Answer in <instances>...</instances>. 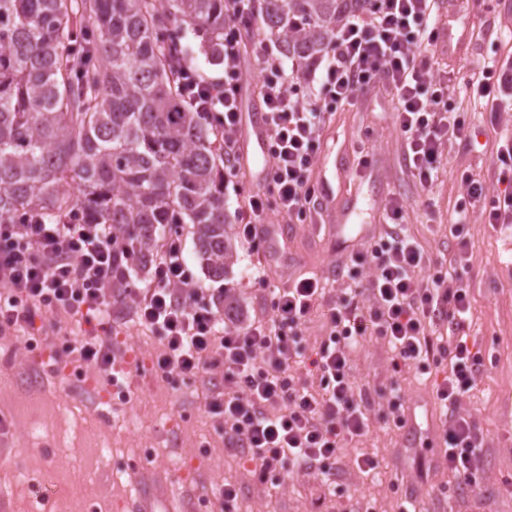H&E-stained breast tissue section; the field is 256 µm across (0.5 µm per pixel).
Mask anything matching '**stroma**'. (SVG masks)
I'll return each mask as SVG.
<instances>
[{
    "instance_id": "stroma-1",
    "label": "stroma",
    "mask_w": 512,
    "mask_h": 512,
    "mask_svg": "<svg viewBox=\"0 0 512 512\" xmlns=\"http://www.w3.org/2000/svg\"><path fill=\"white\" fill-rule=\"evenodd\" d=\"M476 20L484 29L512 28V0H457L446 25ZM512 126V114L499 124L476 122L472 142L453 144L439 180L431 191L419 189L410 175L393 126L392 106L372 91L348 111L338 113L326 130L316 165L317 176L335 187L336 211L316 224H293L277 214L266 222L281 230L276 247L252 252L238 242L237 255L224 280L208 277L197 256L191 232H184V257L198 286L225 290L238 304L242 319H253L263 295L256 277L266 271L270 287H286L290 278L305 272L332 280L336 263L347 252L360 250L367 238L382 231V207L387 191L407 198L409 232L425 250L445 253L453 240L448 226L454 208L465 196L462 169L493 178L500 126ZM251 127L242 124L239 138L248 141L239 171L224 185V212L237 224L245 196L258 190L264 163L262 150L250 143ZM367 154L366 174L345 168L348 159ZM471 282L474 323L469 339L482 349L485 366L465 408L479 417L488 437L481 498L495 501L498 512H512V229L491 230L480 213L470 217ZM58 319L47 339L26 348L11 334L0 335V512H122L135 488L134 469L146 466L173 475L174 492L191 494L196 512H220V484L239 487L238 512H355L358 502H370L375 512H395L400 496L413 494L424 512H460V493L439 492L444 473L429 480L417 476L418 465L439 459V411L432 399L434 379L416 371L394 373L391 354L377 343L366 344L353 357L357 384L371 393L399 384L407 401L413 430L385 425L380 410H372L369 436L346 448L344 471L335 476L336 493L324 497L319 482L297 475L276 485L256 483L242 457L228 454L218 418L206 412L203 384L166 381L152 371L161 348L158 337L128 323L114 324L113 341L123 358L117 372L126 373L132 394L113 399L112 389L93 372L77 376L72 368L57 370L55 336L66 327ZM377 455L379 473H357L353 460Z\"/></svg>"
}]
</instances>
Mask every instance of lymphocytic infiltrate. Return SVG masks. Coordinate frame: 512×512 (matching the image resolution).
Wrapping results in <instances>:
<instances>
[{
	"instance_id": "obj_1",
	"label": "lymphocytic infiltrate",
	"mask_w": 512,
	"mask_h": 512,
	"mask_svg": "<svg viewBox=\"0 0 512 512\" xmlns=\"http://www.w3.org/2000/svg\"><path fill=\"white\" fill-rule=\"evenodd\" d=\"M259 0H224V73L207 78L184 60L174 68L193 111L224 130V175L238 170L242 64L253 58L267 126V162L260 190L247 196L238 226L251 247L267 244L265 220L275 212L299 223L318 212L315 177L323 132L345 107L377 89L394 102L405 161L422 190H431L449 145L472 138V123L452 107L447 74L432 72L443 43V0H362L336 32L322 59L314 97L287 75L280 50L259 34ZM473 109L497 117L512 111V57L484 58L464 83ZM498 170L507 181L494 192L480 175L463 173L467 199L450 226L449 254L425 252L403 230V204L384 205L385 228L361 252L336 267V290L316 276H299L271 292L268 315L235 325L219 316L224 296L199 287L184 258L180 225H172L150 264L146 287L131 284L129 257L108 224L71 213L60 224L23 218L0 224V331L30 334L37 319L63 315L97 323L100 334L75 341L60 336L61 365L88 368L112 386L119 353L113 321H135L163 342L152 362L163 376L206 384L208 411L224 420V445L246 459L258 482L296 471L330 476L341 450L365 436L375 404L355 385L352 356L381 340L399 372L447 365L433 397L444 416L439 464L477 493L487 447L474 412L462 406L484 367L465 332L470 325L472 243L469 213L490 204L488 222L512 223V135L499 138ZM368 275H361V268ZM321 313L324 336L308 352L303 333Z\"/></svg>"
}]
</instances>
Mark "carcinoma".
Here are the masks:
<instances>
[{
  "mask_svg": "<svg viewBox=\"0 0 512 512\" xmlns=\"http://www.w3.org/2000/svg\"><path fill=\"white\" fill-rule=\"evenodd\" d=\"M359 0H261L263 28L304 74ZM224 64V0H0V224L78 209L112 225L130 268L192 225L208 273L236 254L224 130L192 111L172 57L186 33Z\"/></svg>",
  "mask_w": 512,
  "mask_h": 512,
  "instance_id": "obj_1",
  "label": "carcinoma"
}]
</instances>
